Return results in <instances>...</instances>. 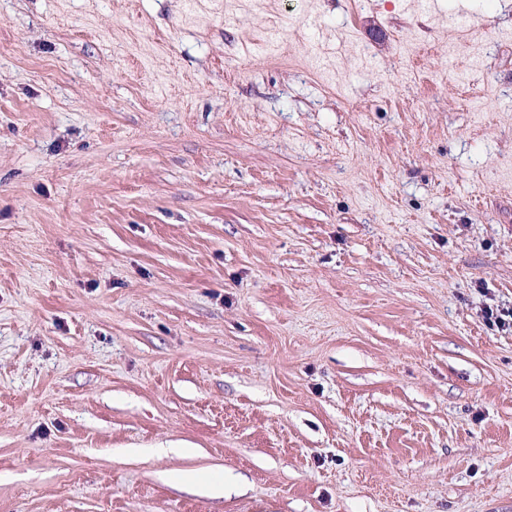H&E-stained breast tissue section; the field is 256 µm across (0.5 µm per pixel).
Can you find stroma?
Listing matches in <instances>:
<instances>
[{"label": "stroma", "instance_id": "1", "mask_svg": "<svg viewBox=\"0 0 512 512\" xmlns=\"http://www.w3.org/2000/svg\"><path fill=\"white\" fill-rule=\"evenodd\" d=\"M512 0H0V512H512Z\"/></svg>", "mask_w": 512, "mask_h": 512}]
</instances>
